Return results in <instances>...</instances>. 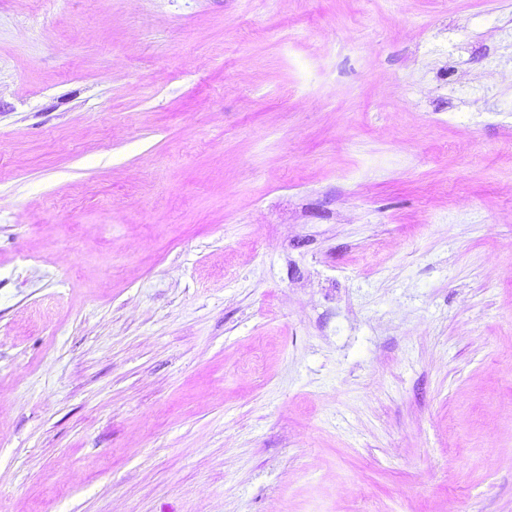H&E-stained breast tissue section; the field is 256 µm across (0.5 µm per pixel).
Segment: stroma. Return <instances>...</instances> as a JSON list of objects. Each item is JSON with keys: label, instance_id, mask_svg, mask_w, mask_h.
Here are the masks:
<instances>
[{"label": "stroma", "instance_id": "stroma-1", "mask_svg": "<svg viewBox=\"0 0 512 512\" xmlns=\"http://www.w3.org/2000/svg\"><path fill=\"white\" fill-rule=\"evenodd\" d=\"M0 512H512V0H0Z\"/></svg>", "mask_w": 512, "mask_h": 512}]
</instances>
